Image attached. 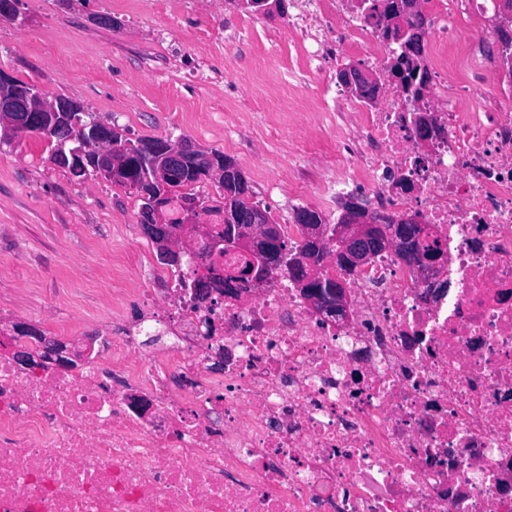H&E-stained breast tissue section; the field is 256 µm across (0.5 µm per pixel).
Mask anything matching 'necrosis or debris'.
Listing matches in <instances>:
<instances>
[{"mask_svg":"<svg viewBox=\"0 0 512 512\" xmlns=\"http://www.w3.org/2000/svg\"><path fill=\"white\" fill-rule=\"evenodd\" d=\"M314 2L288 74L337 132L322 193L429 225L446 265L385 251L339 316L283 275L198 301L192 257L73 367L0 354V512H512V50L465 33L498 0H425L409 54L360 0ZM348 57L399 76L336 88Z\"/></svg>","mask_w":512,"mask_h":512,"instance_id":"4bbe7bcc","label":"necrosis or debris"}]
</instances>
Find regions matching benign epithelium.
<instances>
[{"instance_id": "benign-epithelium-1", "label": "benign epithelium", "mask_w": 512, "mask_h": 512, "mask_svg": "<svg viewBox=\"0 0 512 512\" xmlns=\"http://www.w3.org/2000/svg\"><path fill=\"white\" fill-rule=\"evenodd\" d=\"M419 9V0H400L396 10L384 14L385 23L390 29V36L400 40L404 33L405 17ZM339 79L346 87L362 88L380 87L378 78L368 70L356 66L345 67L339 72ZM8 84L0 79V112H17L19 118L16 125L21 128L35 127L39 117L35 115L37 108L35 102L42 99L39 90L33 88L27 98L20 99L7 94ZM167 176L169 180L175 179V172L187 163L201 164L207 157L188 140H179L170 145L168 154ZM169 203L162 202L155 197L146 198V205L141 208L140 222L145 235L154 240L160 247L161 259L178 262L181 255L203 254L210 264L221 263V250L224 246L229 253L244 255L251 266L247 277L255 283L276 272L285 263L287 249L283 248V239L277 226L266 223V217L259 208L252 209L236 221L248 225L243 235L230 241L221 240L213 234L209 224H196L194 217L186 216L185 224L177 234H172L167 224ZM377 225L373 224L370 214L347 212L341 224H306L302 245L306 246V253L291 263L290 268L297 271L301 284L325 285L324 264L341 263L348 267L358 268L369 261L373 253L378 250H393L402 245L412 234L409 224H394L384 235L376 232ZM336 242L339 244L338 252L328 253L326 244ZM32 342L36 347L30 352L18 356L21 365L30 370L44 367L48 361L58 366H69V354L64 343L53 341L45 336H35Z\"/></svg>"}]
</instances>
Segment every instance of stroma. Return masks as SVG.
Wrapping results in <instances>:
<instances>
[{
	"mask_svg": "<svg viewBox=\"0 0 512 512\" xmlns=\"http://www.w3.org/2000/svg\"><path fill=\"white\" fill-rule=\"evenodd\" d=\"M285 4L267 13L244 0H196L186 13L180 0H19L21 21L0 19V71L80 102L125 138L223 152L273 220L300 205L333 224L336 205L318 185L317 153L331 144L318 84H289L266 32L287 29L296 3ZM203 50L223 82L185 79ZM295 158L302 177L285 181ZM139 212L122 187L56 166L47 139L0 141V303L12 321L71 339L107 331L113 289L144 285L159 265Z\"/></svg>",
	"mask_w": 512,
	"mask_h": 512,
	"instance_id": "35a3bbf8",
	"label": "stroma"
}]
</instances>
